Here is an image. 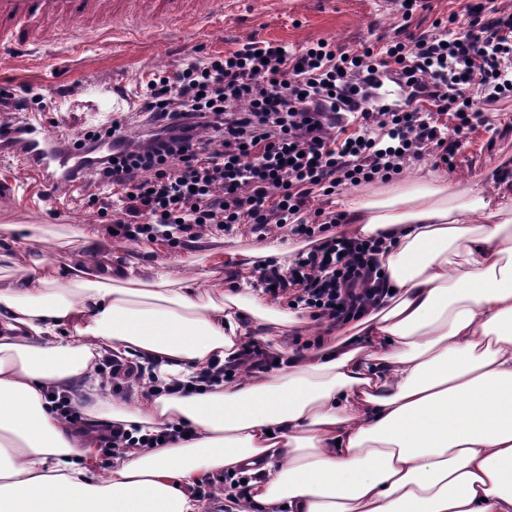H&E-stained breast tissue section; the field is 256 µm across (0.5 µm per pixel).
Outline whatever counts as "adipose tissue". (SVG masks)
Segmentation results:
<instances>
[{
  "label": "adipose tissue",
  "instance_id": "1",
  "mask_svg": "<svg viewBox=\"0 0 512 512\" xmlns=\"http://www.w3.org/2000/svg\"><path fill=\"white\" fill-rule=\"evenodd\" d=\"M340 211L352 233L387 236L383 306L244 383L118 404L94 391L112 421L196 433L128 451L105 479L48 389L108 351L182 379L234 356L244 320L272 337L296 315L242 279L203 296L168 258L146 279L43 260L0 286V512H200L194 487L240 470L237 512H512V161Z\"/></svg>",
  "mask_w": 512,
  "mask_h": 512
}]
</instances>
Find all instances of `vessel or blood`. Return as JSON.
<instances>
[{"mask_svg":"<svg viewBox=\"0 0 512 512\" xmlns=\"http://www.w3.org/2000/svg\"><path fill=\"white\" fill-rule=\"evenodd\" d=\"M224 11V0H0V43L45 45L50 34L66 27L70 44L82 43L89 32L121 30L127 19L177 23L192 29L204 16ZM76 156L72 146L54 141L44 123L30 125L19 142L0 146L26 174L49 176L63 183Z\"/></svg>","mask_w":512,"mask_h":512,"instance_id":"b4317fda","label":"vessel or blood"}]
</instances>
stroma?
I'll return each mask as SVG.
<instances>
[{
	"label": "stroma",
	"mask_w": 512,
	"mask_h": 512,
	"mask_svg": "<svg viewBox=\"0 0 512 512\" xmlns=\"http://www.w3.org/2000/svg\"><path fill=\"white\" fill-rule=\"evenodd\" d=\"M458 7V0H427L426 8L406 20L399 0H224L223 14L206 19L191 35L146 21L128 38L103 33L73 48L56 35L40 48L20 45L1 51L0 91L33 106L45 103L44 122L65 140L83 138L119 115L126 119L128 139L135 140L146 128L138 106L153 72L174 71L210 54L237 50L252 37L293 51L319 40L344 49L363 42L380 46L404 23L414 33H434L435 21L447 19ZM486 117L468 132L455 157L451 175L458 183L470 182L503 158L512 159V102H500ZM4 182L13 184L14 191H0V226L32 225L45 232L44 241L21 243L0 234V252L13 257L15 275L43 258L66 266L105 257L116 266L144 269L168 257L183 260L184 272L196 276L206 294L227 285L228 272L214 266L212 250L246 251L261 248L266 241L285 245L292 240L281 229L261 242L244 226L195 238L178 249L161 242L117 241L104 233L75 240L74 229L98 221L95 208L87 204L83 181L67 183L58 191L35 184L20 169L0 162V184Z\"/></svg>",
	"instance_id": "obj_1"
}]
</instances>
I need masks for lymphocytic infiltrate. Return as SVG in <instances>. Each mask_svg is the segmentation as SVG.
Returning <instances> with one entry per match:
<instances>
[{
    "label": "lymphocytic infiltrate",
    "instance_id": "lymphocytic-infiltrate-1",
    "mask_svg": "<svg viewBox=\"0 0 512 512\" xmlns=\"http://www.w3.org/2000/svg\"><path fill=\"white\" fill-rule=\"evenodd\" d=\"M432 34L397 28L390 44L342 51L320 41L300 51L249 39L170 72L153 73L141 109L150 131L133 143L115 118L81 139L86 156L71 180L93 177L88 197L116 240L178 248L200 234L247 226L257 238L277 229L307 241L288 268L256 266L264 294L332 331L360 320L388 295L378 239L343 231L341 215L312 199L388 182L411 163L451 166L484 109L512 100V14L489 17L466 0ZM392 71L410 93L405 109L374 108L378 74ZM109 190L112 206L99 205ZM275 358L257 341L238 357L213 360L190 384L163 383L150 367L102 356L95 373L113 394L145 399L200 393L244 373L269 372ZM57 414L104 455L185 438L178 422L133 436L124 424L88 422L80 386L54 393Z\"/></svg>",
    "mask_w": 512,
    "mask_h": 512
}]
</instances>
